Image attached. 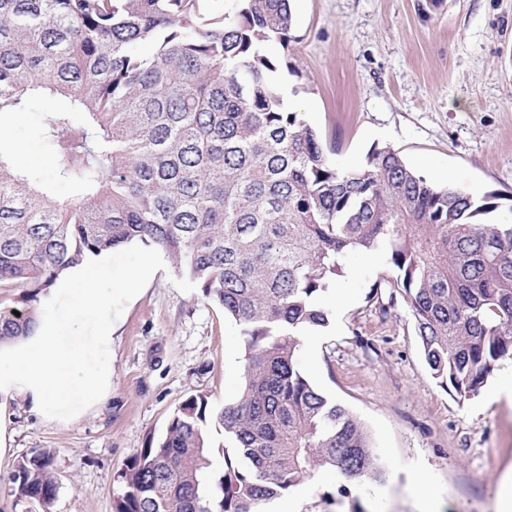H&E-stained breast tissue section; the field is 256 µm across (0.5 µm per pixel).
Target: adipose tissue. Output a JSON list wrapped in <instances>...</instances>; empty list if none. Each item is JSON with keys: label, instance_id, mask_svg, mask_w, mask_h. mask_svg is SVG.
I'll return each mask as SVG.
<instances>
[{"label": "adipose tissue", "instance_id": "adipose-tissue-1", "mask_svg": "<svg viewBox=\"0 0 512 512\" xmlns=\"http://www.w3.org/2000/svg\"><path fill=\"white\" fill-rule=\"evenodd\" d=\"M69 314L41 323L35 336L0 349V394L21 398L46 420H69L102 404L111 387L112 317L95 286L68 290Z\"/></svg>", "mask_w": 512, "mask_h": 512}]
</instances>
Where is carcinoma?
<instances>
[{"label": "carcinoma", "mask_w": 512, "mask_h": 512, "mask_svg": "<svg viewBox=\"0 0 512 512\" xmlns=\"http://www.w3.org/2000/svg\"><path fill=\"white\" fill-rule=\"evenodd\" d=\"M0 0V123L32 98L62 99L39 131L74 195L0 155V288L46 295L61 275L130 243L163 250L243 328L244 383L213 410L191 395L156 443L117 475L113 512H259L323 469L381 481L361 422L297 363L299 337L329 324L322 298L345 256L386 250L432 377L464 401L512 358V223L502 194L441 188L376 145L343 171L274 74L290 0ZM148 42L154 53L137 47ZM42 314L0 306V347ZM233 443L210 467L208 422ZM52 512L54 459L12 474Z\"/></svg>", "instance_id": "1"}]
</instances>
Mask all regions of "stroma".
Instances as JSON below:
<instances>
[{
	"label": "stroma",
	"mask_w": 512,
	"mask_h": 512,
	"mask_svg": "<svg viewBox=\"0 0 512 512\" xmlns=\"http://www.w3.org/2000/svg\"><path fill=\"white\" fill-rule=\"evenodd\" d=\"M287 65L275 75L303 122L335 142L337 168L360 169L374 144L398 151L439 187L473 196L499 190L494 213L512 223V0H291ZM46 103L31 100L0 131V154L53 180L60 160L38 136ZM99 285L112 291V388L80 418L37 417L7 404L0 512H35L11 474L50 449L59 490L53 512H112L115 475L164 434L190 395L213 408L235 400L243 377L241 327L177 274L168 255L132 243L109 253ZM331 293L345 306L299 365L367 430L386 470L380 483L320 470L295 491L298 512H429L422 478L443 512H499L512 466V401L457 400L434 379L404 301L380 316L368 297L392 272L389 256L360 251ZM136 280V290L125 289Z\"/></svg>",
	"instance_id": "stroma-1"
}]
</instances>
